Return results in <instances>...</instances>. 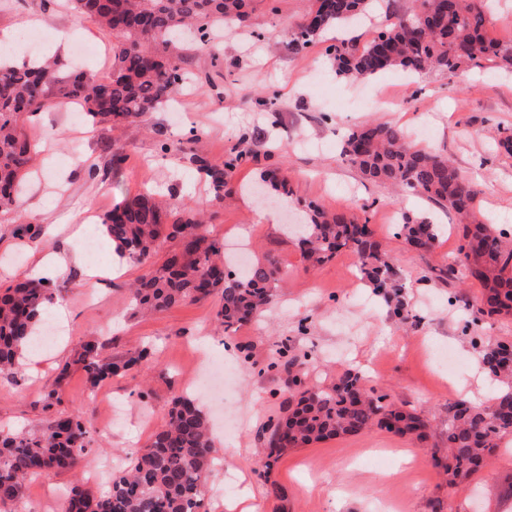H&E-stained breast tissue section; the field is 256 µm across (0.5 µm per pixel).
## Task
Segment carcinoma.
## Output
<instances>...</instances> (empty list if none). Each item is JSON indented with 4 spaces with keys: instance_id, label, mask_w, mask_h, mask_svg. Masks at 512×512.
I'll list each match as a JSON object with an SVG mask.
<instances>
[{
    "instance_id": "cac0c4a2",
    "label": "carcinoma",
    "mask_w": 512,
    "mask_h": 512,
    "mask_svg": "<svg viewBox=\"0 0 512 512\" xmlns=\"http://www.w3.org/2000/svg\"><path fill=\"white\" fill-rule=\"evenodd\" d=\"M72 9L95 19L112 34V73L96 81L77 70L61 71L56 60L27 63L0 61V214L15 211L27 167L37 155V141L26 129L29 116L44 112L60 100L84 108L86 121L120 129L164 106L190 79L182 67L185 46L177 35L196 26L199 41L216 30L233 27L248 16L250 0H69ZM485 0H413L405 12L389 14L369 42L350 38L327 47L339 76L371 79L392 69L422 73L455 72L493 61L512 68V43L487 34ZM376 0H312L311 8L290 32L288 48L300 54L327 30L369 16ZM342 154L361 176L373 183L444 206L462 222L460 260L438 269L442 280L463 278L478 282L481 292L476 317L512 316V236L478 218L476 185L447 157L408 139L391 122H368L351 129L343 139ZM235 161L214 165L190 152L189 164L207 176L214 196L230 195L228 178ZM270 189L280 198L291 196L288 181L268 174ZM200 210L159 202L148 192L119 200L101 220V233L121 258L148 266L130 289V302L144 313L168 310L187 301L200 302L220 295L215 313L228 332L260 315L277 296L284 278L270 256L255 257L236 272L224 270V244L201 230ZM440 225L400 212L399 231L413 250L430 251ZM302 258L321 266L343 249L357 258L363 278L380 295L396 299L402 320L416 325L399 299L398 271L372 236L369 218L328 213L308 205L307 222L297 225ZM178 241L163 263L153 257L163 243ZM55 299V289L44 281H25L0 292V376H14L23 351L33 344L44 314ZM482 362L490 375L507 389L487 402L473 405L465 399L448 403L447 455L435 464L444 470L448 494L477 474L502 438L512 434L507 409L512 405V361L502 355L512 345L479 337ZM107 342L91 337L81 341L76 358L65 363L54 387L42 401L51 409L61 403L59 392L77 368L91 389L123 374L150 356L147 347L127 359L104 356ZM307 355L279 350L257 371L288 373V398L282 412L263 423L265 481L281 455L290 448L344 435L362 434L374 427L398 435L427 438L429 422L414 410L392 404L376 392L355 368H347L329 385L309 384ZM90 451L80 412L56 411L38 433L0 432V512H14L24 497L26 481L47 470L74 469ZM215 450L209 420L189 395L172 399L163 426L150 443L129 453L125 465L112 472L110 488L96 494L81 486L70 489L65 512H204V499Z\"/></svg>"
}]
</instances>
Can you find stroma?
<instances>
[{
    "label": "stroma",
    "mask_w": 512,
    "mask_h": 512,
    "mask_svg": "<svg viewBox=\"0 0 512 512\" xmlns=\"http://www.w3.org/2000/svg\"><path fill=\"white\" fill-rule=\"evenodd\" d=\"M310 6L311 0H252L248 19L225 29L218 44L190 46L187 68L196 84L179 90L172 106L122 130L84 122L74 104L42 112L28 124L41 156L17 212L0 217V288L24 277L36 253L82 247L86 234H98L101 216L116 201L148 187L172 195L175 204L203 209L207 233L223 239L228 250L243 240L272 254L286 287L266 315L224 333L212 321L220 303L216 295L139 314L126 286L143 269L107 247L93 258L101 276L88 279L76 269L56 278L53 285L68 311L65 330L51 348L31 349L15 379L0 378V431L42 429L49 413L41 397L85 338H109L108 357L134 356L146 345L151 357L93 390L80 371L71 370L61 408L81 411L91 451L77 469L31 478L16 512H54L52 492L87 482L90 469H109L124 463L127 451L145 447L164 423L167 402L185 392L200 349L231 375L223 405L210 410L214 421L238 424L236 434L219 433L221 458L207 482L208 512H227V501L247 493L255 495L259 512H277L261 476L259 431L287 398L288 376L261 377L257 371L284 345L313 356L315 381L329 383L345 368H359L370 386L431 423L425 442L374 429L289 449L272 474L288 493L286 512H378L385 503L394 512H432L435 501L447 499L455 512H512V450L497 449L474 487L454 495L431 464L432 448L445 445L448 403L483 401L496 390L476 370L480 352L467 327L479 285L448 284L434 273L459 257L456 218L420 197L365 181L341 153L346 132L358 124L416 128L418 143L451 158L477 185L489 223L512 233V157L496 144L504 130H512V79L504 80L490 62L414 77L392 70L363 83L337 77L326 52L333 37L299 54L288 48L287 30ZM26 16L40 17L62 63L76 64L97 80L110 75L111 34L73 13L68 0H54L47 11L39 0H0V32ZM164 142L169 151H161ZM188 144L216 164L232 152H248L232 172L231 200L215 199L205 179L188 167L181 152ZM116 150L126 157L117 171L111 168ZM271 170L287 177L292 197L277 203L259 198L255 188ZM311 202L330 212L369 216L375 240L400 272L417 327L401 326L391 307L362 283L351 252L317 268L303 263L296 238L284 227L303 217ZM50 206L83 210L86 220L50 223ZM391 208L424 213L442 225L428 254L395 236L387 224ZM260 210L271 213L272 221L258 223ZM442 349L457 362L454 373L443 375L432 366L431 353ZM113 405L123 416L107 431L103 422Z\"/></svg>",
    "instance_id": "1"
}]
</instances>
